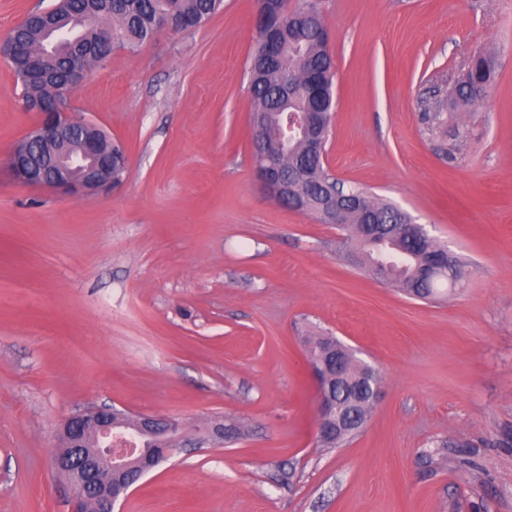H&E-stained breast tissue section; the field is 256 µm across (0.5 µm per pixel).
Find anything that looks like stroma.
<instances>
[{"label": "stroma", "instance_id": "1", "mask_svg": "<svg viewBox=\"0 0 512 512\" xmlns=\"http://www.w3.org/2000/svg\"><path fill=\"white\" fill-rule=\"evenodd\" d=\"M330 172L411 214L466 265L423 302L353 267L335 225L270 199L252 157L254 0L114 50L71 93L126 148L108 191L13 179L36 120L0 57V512H70L67 415L110 406L248 426L161 463L121 512H512V0H322ZM495 78L447 99L470 57ZM440 101L441 123L425 116ZM380 375L363 431L316 442L304 338Z\"/></svg>", "mask_w": 512, "mask_h": 512}]
</instances>
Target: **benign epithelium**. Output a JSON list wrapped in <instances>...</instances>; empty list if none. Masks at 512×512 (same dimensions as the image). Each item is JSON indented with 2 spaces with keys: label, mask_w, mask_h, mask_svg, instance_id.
Listing matches in <instances>:
<instances>
[{
  "label": "benign epithelium",
  "mask_w": 512,
  "mask_h": 512,
  "mask_svg": "<svg viewBox=\"0 0 512 512\" xmlns=\"http://www.w3.org/2000/svg\"><path fill=\"white\" fill-rule=\"evenodd\" d=\"M64 92L48 99H35L27 110L39 115L36 125L16 144L9 168L18 182L47 187L73 198H88L114 182L112 174V138L92 123L73 118L63 110ZM258 178L267 195L280 202L293 199L291 209L305 210L299 195H289L288 175L278 168H257ZM318 393L317 433L324 422L343 415L327 399L322 388L318 364H310ZM113 409L99 407L73 413L61 425V448L55 465L74 487L71 512H115V506L127 490L115 493L112 474L139 466L148 448H120L117 439L124 437L119 424L112 421ZM180 427L156 415H140L135 439L149 437L163 442L164 456L180 451Z\"/></svg>",
  "instance_id": "7a95c632"
}]
</instances>
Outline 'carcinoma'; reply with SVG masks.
Listing matches in <instances>:
<instances>
[{"mask_svg": "<svg viewBox=\"0 0 512 512\" xmlns=\"http://www.w3.org/2000/svg\"><path fill=\"white\" fill-rule=\"evenodd\" d=\"M222 6L223 0H68L66 16L79 17L85 24L71 28L56 18L31 17L24 27L11 31L14 39L26 44L28 54L12 56L10 65L24 86V96L51 98L59 83L68 78L69 66L81 57L88 58L87 52L94 50L90 43L97 38V26L112 29V48L134 50L153 39L160 21L167 20L184 33L191 20H207ZM256 8L273 25L268 38L257 39L249 65L253 113L262 121L266 154L264 158L254 156V163L269 159L288 172L308 164L304 183L307 212L322 223L325 207L336 204L337 226L346 232L347 258L355 268L418 299L437 294L446 284L456 286L463 276V263L456 257L446 272L429 279L418 277L428 256L445 245L434 238L394 236L396 224L410 221L407 214L364 188L344 186L322 161L309 157L313 142H329L335 107L331 93L335 70L321 0H301L293 8L288 7V0H256ZM47 46L55 65L51 74L37 76L31 72V58ZM492 73L491 59L473 57L462 80L453 87V102L469 105L482 99ZM290 112L299 117L312 112L323 116L309 119L298 138L286 147L282 131ZM306 344L309 358L319 360L336 348V339L309 336ZM323 375L350 424L339 431L331 424L318 442L324 448H338L365 427L374 409L368 388L380 382V377L353 357L344 380L336 381L330 370ZM223 426L226 444L243 435L238 420L225 417Z\"/></svg>", "mask_w": 512, "mask_h": 512, "instance_id": "cac0c4a2", "label": "carcinoma"}]
</instances>
